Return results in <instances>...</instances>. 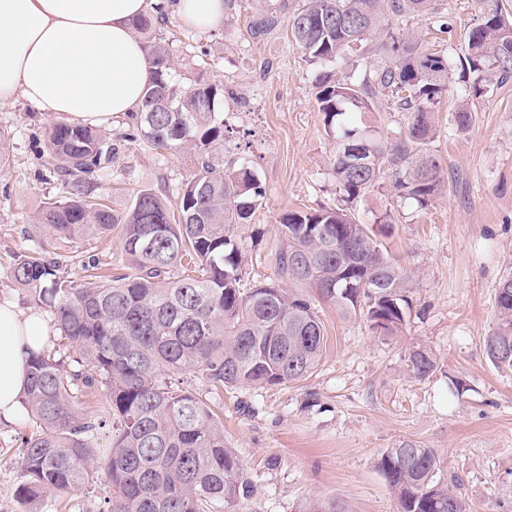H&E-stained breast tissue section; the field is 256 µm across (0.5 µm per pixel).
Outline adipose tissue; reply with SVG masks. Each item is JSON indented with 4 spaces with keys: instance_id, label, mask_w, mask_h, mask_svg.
Listing matches in <instances>:
<instances>
[{
    "instance_id": "adipose-tissue-1",
    "label": "adipose tissue",
    "mask_w": 512,
    "mask_h": 512,
    "mask_svg": "<svg viewBox=\"0 0 512 512\" xmlns=\"http://www.w3.org/2000/svg\"><path fill=\"white\" fill-rule=\"evenodd\" d=\"M148 0H0V104L104 126L136 111L151 64L132 22ZM52 333L36 310L0 299V422L22 410L27 363Z\"/></svg>"
}]
</instances>
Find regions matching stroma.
<instances>
[{"label": "stroma", "instance_id": "35a3bbf8", "mask_svg": "<svg viewBox=\"0 0 512 512\" xmlns=\"http://www.w3.org/2000/svg\"><path fill=\"white\" fill-rule=\"evenodd\" d=\"M301 2L238 0L223 23L208 30L168 15L173 81L186 89L202 79L224 89L216 160L248 165L264 190L250 223L237 229L249 286L274 277L281 214L331 207L339 196L330 163L336 143L324 130L314 89L316 75L335 74L336 67L310 65L293 43L290 17ZM447 3L448 33L438 32L428 15L408 27L442 50L453 68L478 10L475 0ZM263 11L277 15L278 25L256 39L250 21ZM469 91L468 82L453 77L438 106L431 149L443 166L441 195L423 210L385 188L355 210L366 224L387 209L394 216L382 243L414 273L402 334L382 336L364 317L343 316L322 300L316 312L325 349L307 380L224 391V438L254 486L239 512H296L314 496L336 498L347 512H399L375 462L406 440L437 451L444 477L460 478L457 491L471 512H512V371L494 367L484 352L496 325V288L512 262V86L474 98ZM464 96L473 124L460 133L451 113ZM51 122L21 100L0 105V136L9 151L8 164L0 166V298L24 309L35 303L10 275L15 257L36 247L56 257L74 249L36 221L43 202L61 192L42 142ZM127 130L124 116L106 129L120 148L100 172L97 193L118 212L144 188L176 200L193 172L191 155L151 148L127 138ZM417 343L438 360L423 380L412 378L405 365L406 349ZM39 430L25 412L0 425V512H24L15 496L25 476L23 441ZM111 493L98 472L75 494L45 497L39 512H105Z\"/></svg>", "mask_w": 512, "mask_h": 512}]
</instances>
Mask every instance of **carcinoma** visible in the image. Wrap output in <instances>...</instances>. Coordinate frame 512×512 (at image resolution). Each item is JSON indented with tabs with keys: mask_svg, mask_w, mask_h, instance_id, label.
<instances>
[{
	"mask_svg": "<svg viewBox=\"0 0 512 512\" xmlns=\"http://www.w3.org/2000/svg\"><path fill=\"white\" fill-rule=\"evenodd\" d=\"M480 20L459 57L472 75L475 97L512 82V15L496 0H475ZM429 14L447 32L439 0H302L290 22L295 46L310 64L333 63L336 80H315V100L325 132L336 140L332 170L340 197L333 207L288 210L279 218L282 246L275 276L244 287L238 225L261 205L264 191L246 167L215 161L212 144L224 138L220 118L224 89L199 81L188 89L172 82L164 6L137 18L134 29L153 71L139 111L129 115L131 136L171 153L192 151L195 170L175 202L151 189L134 196L116 215L91 195L98 173L118 147L105 132L66 121L45 133L48 166L63 195L47 199L38 223L58 238L77 242L120 231L128 272L97 275L99 257L71 256L87 272L73 280L63 262L41 248L17 257L10 274L39 306L53 313V327L67 341L72 362L43 351L28 363L23 404L41 432L27 440L25 480L16 490L27 512L49 494L66 496L89 479L97 429L81 408L88 389L105 390L112 414V452L103 472L112 487L109 512H237L253 486L224 442L217 412L191 390H176L164 372H189L217 394L224 388L300 382L322 359L323 325L313 288L344 316L361 315L384 336L406 323L413 276L384 252L377 232L391 227L390 209L375 224H361L352 210L389 184L394 195L425 208L444 178L430 145L435 108L448 93V58L405 32L411 18ZM403 112L395 139L366 122L382 99ZM473 121L460 101L456 130ZM496 326L485 353L512 370V269L498 283ZM408 373H434L431 349L407 353ZM397 497L399 512H470L466 500L442 477L432 448L403 441L377 463ZM299 512H346L334 498H310Z\"/></svg>",
	"mask_w": 512,
	"mask_h": 512,
	"instance_id": "cac0c4a2",
	"label": "carcinoma"
}]
</instances>
